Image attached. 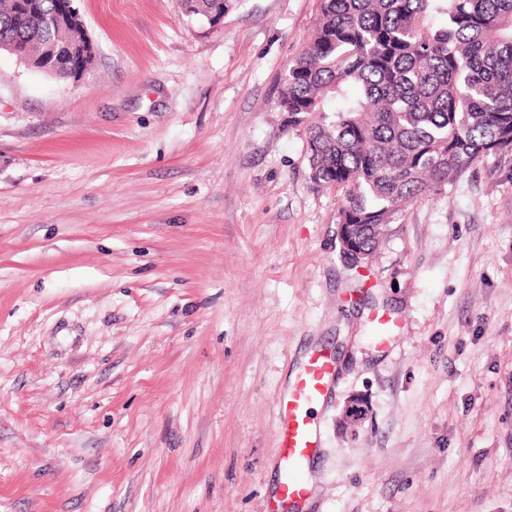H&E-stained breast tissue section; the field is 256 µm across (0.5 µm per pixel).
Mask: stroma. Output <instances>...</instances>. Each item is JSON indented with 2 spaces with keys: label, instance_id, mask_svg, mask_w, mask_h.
<instances>
[{
  "label": "stroma",
  "instance_id": "stroma-1",
  "mask_svg": "<svg viewBox=\"0 0 512 512\" xmlns=\"http://www.w3.org/2000/svg\"><path fill=\"white\" fill-rule=\"evenodd\" d=\"M75 4L79 77L0 52V512H269L315 347L338 371L305 512H512V154L351 268L277 105L320 0ZM369 413L367 400L360 394H353L344 404L341 421L347 429L356 432L368 419Z\"/></svg>",
  "mask_w": 512,
  "mask_h": 512
}]
</instances>
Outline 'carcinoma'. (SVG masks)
Returning <instances> with one entry per match:
<instances>
[{"instance_id": "1", "label": "carcinoma", "mask_w": 512, "mask_h": 512, "mask_svg": "<svg viewBox=\"0 0 512 512\" xmlns=\"http://www.w3.org/2000/svg\"><path fill=\"white\" fill-rule=\"evenodd\" d=\"M42 0L20 18L0 0V42L45 64L69 28ZM208 18L224 0H184ZM278 105L307 124L310 182L341 191L347 224H394L441 199L474 163L512 154V0H321L306 48L288 62Z\"/></svg>"}]
</instances>
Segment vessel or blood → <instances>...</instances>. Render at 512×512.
Wrapping results in <instances>:
<instances>
[{"instance_id": "vessel-or-blood-1", "label": "vessel or blood", "mask_w": 512, "mask_h": 512, "mask_svg": "<svg viewBox=\"0 0 512 512\" xmlns=\"http://www.w3.org/2000/svg\"><path fill=\"white\" fill-rule=\"evenodd\" d=\"M335 370L333 354L320 348L312 351L279 400L282 468L275 492L279 505L293 508L305 504L309 498V487L302 473L319 450V433L310 408L324 399Z\"/></svg>"}]
</instances>
